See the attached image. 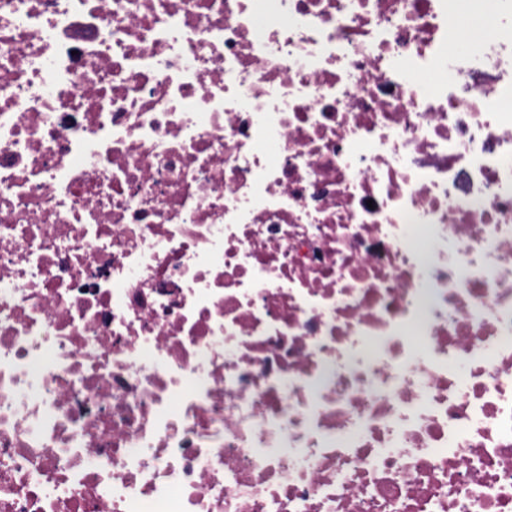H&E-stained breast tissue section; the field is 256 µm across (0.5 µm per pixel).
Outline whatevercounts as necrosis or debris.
<instances>
[{
    "mask_svg": "<svg viewBox=\"0 0 512 512\" xmlns=\"http://www.w3.org/2000/svg\"><path fill=\"white\" fill-rule=\"evenodd\" d=\"M449 7L0 0V512H512V34ZM448 13V45L458 40H475L482 33L480 19L473 14L471 0H454Z\"/></svg>",
    "mask_w": 512,
    "mask_h": 512,
    "instance_id": "necrosis-or-debris-1",
    "label": "necrosis or debris"
}]
</instances>
